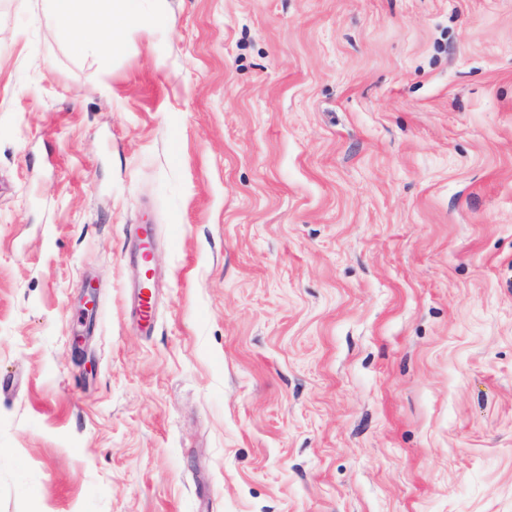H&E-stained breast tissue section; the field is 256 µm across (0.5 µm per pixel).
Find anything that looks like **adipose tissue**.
Instances as JSON below:
<instances>
[{
    "mask_svg": "<svg viewBox=\"0 0 512 512\" xmlns=\"http://www.w3.org/2000/svg\"><path fill=\"white\" fill-rule=\"evenodd\" d=\"M135 0H51L52 28L74 34L73 46L84 51L89 41L111 54L121 49L123 34L131 27L147 26L148 16L138 12Z\"/></svg>",
    "mask_w": 512,
    "mask_h": 512,
    "instance_id": "adipose-tissue-1",
    "label": "adipose tissue"
}]
</instances>
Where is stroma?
Masks as SVG:
<instances>
[{"label": "stroma", "instance_id": "1", "mask_svg": "<svg viewBox=\"0 0 512 512\" xmlns=\"http://www.w3.org/2000/svg\"><path fill=\"white\" fill-rule=\"evenodd\" d=\"M136 6L0 0V512H512V0ZM49 1L53 30L76 35L73 46L78 52L86 49L89 40H95L102 52L113 54L121 49L128 28L152 22L135 9V0Z\"/></svg>", "mask_w": 512, "mask_h": 512}]
</instances>
